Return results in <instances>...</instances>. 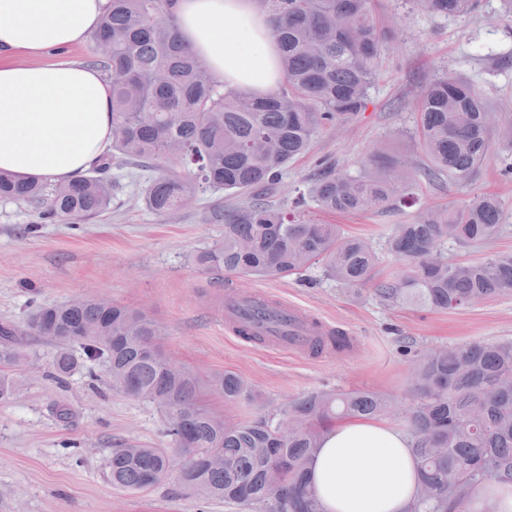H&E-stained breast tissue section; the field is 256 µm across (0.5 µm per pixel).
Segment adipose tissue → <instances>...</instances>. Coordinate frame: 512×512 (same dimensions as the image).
<instances>
[{"label":"adipose tissue","instance_id":"ef3b65f1","mask_svg":"<svg viewBox=\"0 0 512 512\" xmlns=\"http://www.w3.org/2000/svg\"><path fill=\"white\" fill-rule=\"evenodd\" d=\"M108 0H0V169L21 178L82 174L112 144V91L101 70L40 63L87 42ZM179 35L226 86L280 85L272 19L258 0H177ZM32 64L16 63V56ZM407 433L379 418H342L323 430L308 478L325 512H408L418 462Z\"/></svg>","mask_w":512,"mask_h":512}]
</instances>
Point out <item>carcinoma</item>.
<instances>
[{"label":"carcinoma","mask_w":512,"mask_h":512,"mask_svg":"<svg viewBox=\"0 0 512 512\" xmlns=\"http://www.w3.org/2000/svg\"><path fill=\"white\" fill-rule=\"evenodd\" d=\"M272 16L282 81L269 94L228 88L178 36L175 0H109L91 63L112 84V147L69 182L25 179L0 170V202L23 205L37 224H77L110 210L120 159L145 172L141 198L159 217L187 205L206 188L249 201L218 204L205 214L224 225V240L199 251L207 272L283 278L321 265L344 288L371 287L385 304L459 309L512 293V253L473 262L443 255L441 242L471 246L500 229V207L489 195L451 211H433L415 224H397L389 237L400 271L376 277L371 245L337 224L306 214L301 195L287 209L266 201L282 170L304 154L322 129L365 110L385 38L372 0H260ZM438 16H460L475 0H413ZM497 124L473 85L462 77L430 80L417 101L416 135L424 152L413 166L381 149L357 173L320 165L310 194L319 210L357 213L412 207L404 193L419 177L464 181L486 158ZM31 335L53 342L52 374L62 383L80 363L102 365L112 388L155 403L173 422L187 404L183 447L124 446L112 451V484L145 491L177 470L189 495L224 500L255 512H323L307 479L321 432L342 417L372 418L392 408L371 391L308 392L288 405L286 419L231 424L198 404L199 379L169 360L162 330L146 314L86 298L43 306L27 321ZM14 328L0 325V399L14 395L27 354L13 347ZM209 387L235 401L249 396L242 378L225 371ZM412 402L400 411L419 463L410 512H478L476 488L488 478L512 482V342H475L432 349L416 360Z\"/></svg>","instance_id":"1"}]
</instances>
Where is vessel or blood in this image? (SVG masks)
I'll use <instances>...</instances> for the list:
<instances>
[{
  "mask_svg": "<svg viewBox=\"0 0 512 512\" xmlns=\"http://www.w3.org/2000/svg\"><path fill=\"white\" fill-rule=\"evenodd\" d=\"M268 297L261 292L226 295L224 298V327L235 335L257 333L266 336L279 349L305 352L313 337L329 334L326 322L306 310L287 304H278L277 311L282 322L279 332H272L265 323L250 320L249 314L255 305L267 302Z\"/></svg>",
  "mask_w": 512,
  "mask_h": 512,
  "instance_id": "b4317fda",
  "label": "vessel or blood"
}]
</instances>
